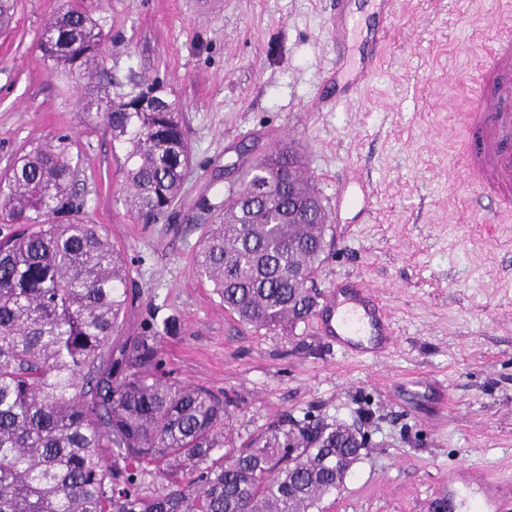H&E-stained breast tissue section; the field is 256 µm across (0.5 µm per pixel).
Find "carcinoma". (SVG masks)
I'll use <instances>...</instances> for the list:
<instances>
[{
	"label": "carcinoma",
	"mask_w": 512,
	"mask_h": 512,
	"mask_svg": "<svg viewBox=\"0 0 512 512\" xmlns=\"http://www.w3.org/2000/svg\"><path fill=\"white\" fill-rule=\"evenodd\" d=\"M103 30L68 3L43 29V57L92 91L96 118L125 152L128 212L152 224L181 194L192 161L176 105L158 83L112 91ZM67 137L29 144L0 174V512H313L364 441L336 424L273 427L213 457L224 402L159 373L138 337L112 358L128 272L104 228L80 217ZM329 213L294 147L251 161L195 256L224 309L256 329L306 321ZM302 459L288 465V449ZM130 466L119 467V461ZM158 475L166 492L145 495Z\"/></svg>",
	"instance_id": "carcinoma-1"
}]
</instances>
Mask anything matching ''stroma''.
<instances>
[{"mask_svg":"<svg viewBox=\"0 0 512 512\" xmlns=\"http://www.w3.org/2000/svg\"><path fill=\"white\" fill-rule=\"evenodd\" d=\"M64 2L14 0L0 34V173L29 143L71 139L77 199L129 272L113 349L154 336L163 372L226 399L230 448L295 420L364 431L320 512H430L465 469L512 491V212L482 223L460 157L465 79L512 0H400L379 73L320 111L363 55L352 36L337 63L335 0H84L113 85L157 81L180 103L193 162L154 224L127 212L123 152L87 92L42 59L40 33ZM286 143L326 205L351 168L377 190L362 223L333 217L316 284L375 287L396 332L382 356L343 353L312 319L242 325L195 270L199 202L223 208L242 164Z\"/></svg>","mask_w":512,"mask_h":512,"instance_id":"1","label":"stroma"}]
</instances>
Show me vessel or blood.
Masks as SVG:
<instances>
[{
  "label": "vessel or blood",
  "mask_w": 512,
  "mask_h": 512,
  "mask_svg": "<svg viewBox=\"0 0 512 512\" xmlns=\"http://www.w3.org/2000/svg\"><path fill=\"white\" fill-rule=\"evenodd\" d=\"M378 20L363 33L365 54L352 87L344 88L349 98L353 87L368 82L376 73L388 26L396 16L399 0H375ZM348 0H336L329 35L337 50H344L351 31ZM468 109L464 114V165L475 188L476 199L491 201L495 209L485 223H495L499 213L512 210V29L497 32L482 56L481 64L467 78ZM320 327L335 336L343 349L377 356L394 343L395 331L379 296L361 282L333 287L316 312ZM465 484L449 479L447 498L476 490V512H500V485L486 481L477 472L466 474Z\"/></svg>",
  "instance_id": "vessel-or-blood-1"
}]
</instances>
